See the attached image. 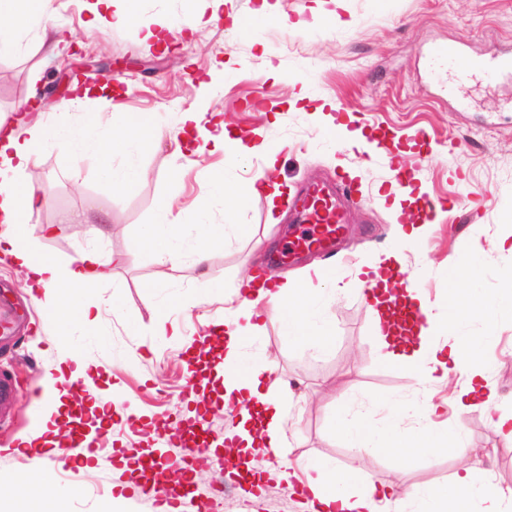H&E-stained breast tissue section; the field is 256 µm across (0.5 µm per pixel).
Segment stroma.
I'll use <instances>...</instances> for the list:
<instances>
[{"mask_svg": "<svg viewBox=\"0 0 512 512\" xmlns=\"http://www.w3.org/2000/svg\"><path fill=\"white\" fill-rule=\"evenodd\" d=\"M88 0H52L61 40L0 56V124L18 121L53 70L74 63L75 50L128 59L112 78L107 95H84L78 108L40 112L39 121L62 124L83 113L109 119L114 112L152 114L164 135L136 157L141 177L113 188L101 159L76 160L53 148L37 151L23 181L42 206L21 229L38 241L42 254L65 262L82 248L101 247L112 274L88 300L102 303L100 334L80 324H60L45 299L30 292L23 270L0 261V292L24 305L26 322L13 351L0 355V373L18 385L13 403L0 407V484L27 474L30 454L23 440H38L45 406L32 391L49 385L94 403L105 420L93 428L95 469L59 464L52 484L36 497L2 495L0 512H36L49 504L56 512H102L116 486L126 485L117 512H157L153 474L123 471L121 456L163 443L180 455L185 424L203 414L212 461L223 455L225 435L238 422L224 409V320L238 308L236 285L257 273L272 245L288 234L294 214L289 200L308 183L332 181L335 174L355 184L350 207L361 218L346 240L345 256L320 254L305 264L284 266L309 292L335 280L340 292L327 307L335 331L330 349L319 352L290 342L277 315L267 314L264 335L251 351L274 361L267 375L273 389L288 387L284 453L293 458L330 456L344 468L363 464L379 481L403 490L414 484L448 483L457 466L490 472L512 487V446L494 432L491 413L463 411L458 425L466 445L449 454L397 458L374 451L357 458L333 424L347 406L383 416L382 403L398 404L412 393V381L388 366L372 334L374 313L365 300L358 269L374 263L391 246L400 248V268L417 280L433 322L448 311L455 283L449 268L477 254L481 288L496 295L512 287V78L479 84L469 95L443 90L426 68L437 44L483 59L512 51V0H346L351 24L325 17L314 21L315 0H278L273 16L257 14L259 0H224L211 20L206 0H132L135 22L105 27L93 20ZM206 16L194 29L179 18ZM171 19L163 38L144 40L141 23ZM201 116L203 133L222 119L234 132L249 131L251 144L275 141L277 163L267 168L275 196L258 194L236 204L205 198L213 173L224 165L208 145L177 150L180 113ZM347 125L367 139L383 141L384 152L367 160L364 152L330 139V128ZM80 179H72V168ZM412 174L409 199H397V172ZM471 195L460 206L462 195ZM209 206V220L224 243L201 266H160L142 238L161 203L186 233H193L197 207ZM437 204V223L426 207ZM52 236H44L45 225ZM419 227L422 237L400 244L401 227ZM121 261H114V254ZM177 322L176 341L157 345L156 317ZM495 343L482 347L492 365V382L502 410L512 411V310L496 322ZM77 357L87 365L79 380L61 370V360ZM273 457L254 456L260 478L253 512H303L287 484L279 480Z\"/></svg>", "mask_w": 512, "mask_h": 512, "instance_id": "obj_1", "label": "stroma"}]
</instances>
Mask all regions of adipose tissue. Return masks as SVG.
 <instances>
[{
  "mask_svg": "<svg viewBox=\"0 0 512 512\" xmlns=\"http://www.w3.org/2000/svg\"><path fill=\"white\" fill-rule=\"evenodd\" d=\"M49 0H0V55L16 52L23 40L44 44L52 28L48 21ZM98 119L87 114L79 120L59 127L39 122L19 123L0 135V223L12 225L13 230L0 235V254L26 271L30 290L43 294L51 304L69 302L72 313L78 314L83 327L94 329L100 323L99 314L85 302L86 290L97 281L107 278L108 272L95 251H83L69 264L38 253L36 247L18 231V224L39 209L42 202L19 182L36 149L51 145L81 157L92 152L101 157L104 169L113 185L122 186L141 176L133 157L142 151L145 141L142 131L150 127L151 120L141 113L116 112L111 125L119 129V136H101L96 132ZM213 151L223 153L227 163L223 172L214 176L209 184L213 194L225 195L237 189L239 199L258 193L256 179L242 178L241 170L247 166L255 149L223 132L212 136ZM125 156L122 164L114 163V156ZM206 209L197 212V233L186 237L180 224L170 217L169 206H160L153 223L145 225L142 236L156 243L155 256L165 266L178 267L185 261L204 262L212 245L222 242L223 235L206 220ZM338 288L328 283L319 293L309 294L298 288L296 281L287 279L276 287L259 289L260 297L268 306L283 316L289 339L307 343L324 350L333 343L332 328L322 316L323 305L334 300ZM374 302L380 314L374 321V335L385 359L411 377L414 396L389 410L385 428L370 424L361 414H345L337 428L357 453L372 448H395L400 454L415 451L433 454L463 446L465 437L458 427L451 426L434 432L431 417L435 412L426 393L433 384L456 377L460 391L456 398L458 408L469 406V394L485 395V406H494L497 393L490 383L491 367L482 360L479 344L494 339V320L504 304H512V292L491 296L480 288L476 279H469L462 292L448 300V316L444 326L420 329V344L415 350H404L397 344L392 326L391 310L394 298L387 290L377 291ZM482 318L486 333L481 338L458 337L451 345L437 340L442 327H453L463 317ZM264 329V318L254 301L244 300L237 309L232 326L226 332L224 355V389L226 393H241L257 401L251 419L256 435L239 429L238 435L245 448L260 449L266 455H279L281 434L286 420L282 395L266 390L265 372L270 364L249 358L243 350L246 340L259 338ZM413 419V434H405L402 423ZM303 476V497L312 512H512V489L490 482L485 475L470 467H460L453 475L450 488L434 484L413 486L404 496H395L393 490L377 480H359L354 471L338 467L328 457L310 459L298 456L285 464L281 473L285 481Z\"/></svg>",
  "mask_w": 512,
  "mask_h": 512,
  "instance_id": "adipose-tissue-1",
  "label": "adipose tissue"
}]
</instances>
